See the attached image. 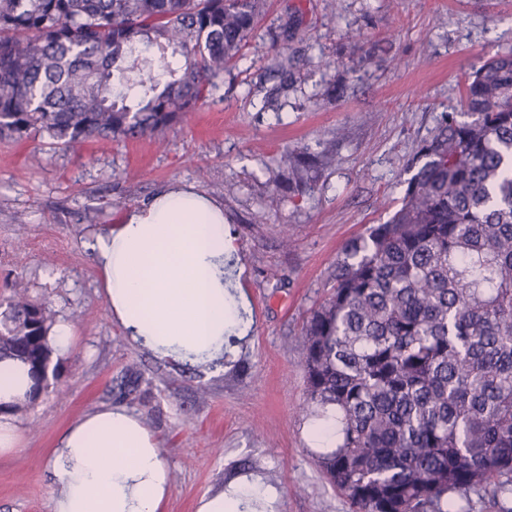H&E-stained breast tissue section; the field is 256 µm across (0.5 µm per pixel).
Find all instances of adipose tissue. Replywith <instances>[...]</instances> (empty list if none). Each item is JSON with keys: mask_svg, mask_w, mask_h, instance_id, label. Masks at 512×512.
<instances>
[{"mask_svg": "<svg viewBox=\"0 0 512 512\" xmlns=\"http://www.w3.org/2000/svg\"><path fill=\"white\" fill-rule=\"evenodd\" d=\"M91 249L109 313L133 343L155 357L191 366L224 356V341L246 331V307L226 266L224 205L171 184L104 227ZM27 365L0 360V405L25 400ZM59 491L51 512H162L170 495L163 451L144 422L123 406L97 409L66 428L53 450ZM276 501L259 481L202 496L196 512H251L253 497Z\"/></svg>", "mask_w": 512, "mask_h": 512, "instance_id": "ef3b65f1", "label": "adipose tissue"}]
</instances>
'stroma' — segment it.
I'll return each instance as SVG.
<instances>
[{
	"mask_svg": "<svg viewBox=\"0 0 512 512\" xmlns=\"http://www.w3.org/2000/svg\"><path fill=\"white\" fill-rule=\"evenodd\" d=\"M509 49L512 0H267L215 94L163 136L67 150L0 141V287L48 302L76 336L48 391L13 415L20 446L0 454V512H50L58 436L111 405L137 414L163 448L165 512H195L202 495L245 476L280 492L257 512H352L308 439L302 327L344 245L386 220L382 201L402 197L464 77ZM282 54L284 79L273 71ZM287 149L328 162L313 193L281 185L273 212L264 199ZM174 183L223 202L247 299V335L229 336L208 365L133 344L109 315L90 250L104 226Z\"/></svg>",
	"mask_w": 512,
	"mask_h": 512,
	"instance_id": "35a3bbf8",
	"label": "stroma"
}]
</instances>
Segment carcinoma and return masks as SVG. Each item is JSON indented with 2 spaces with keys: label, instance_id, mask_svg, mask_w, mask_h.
Listing matches in <instances>:
<instances>
[{
  "label": "carcinoma",
  "instance_id": "carcinoma-1",
  "mask_svg": "<svg viewBox=\"0 0 512 512\" xmlns=\"http://www.w3.org/2000/svg\"><path fill=\"white\" fill-rule=\"evenodd\" d=\"M264 0H0V140L161 133L208 99ZM157 54L148 57L146 52ZM389 219L350 240L303 327L317 453L354 512H512V50L440 117ZM288 181L313 162L284 151ZM55 314L0 300V360L41 397Z\"/></svg>",
  "mask_w": 512,
  "mask_h": 512
}]
</instances>
